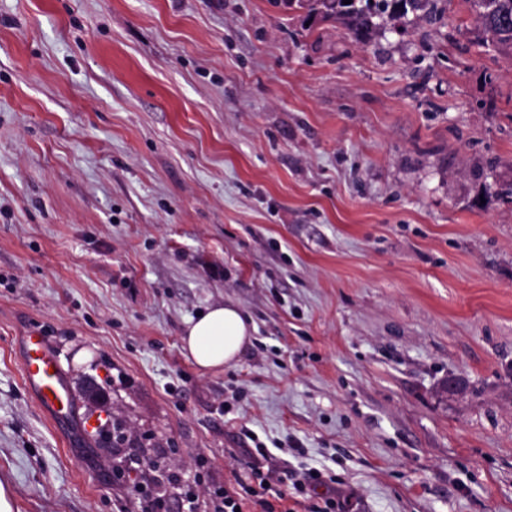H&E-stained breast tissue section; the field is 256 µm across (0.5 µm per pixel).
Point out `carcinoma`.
<instances>
[{
	"label": "carcinoma",
	"mask_w": 512,
	"mask_h": 512,
	"mask_svg": "<svg viewBox=\"0 0 512 512\" xmlns=\"http://www.w3.org/2000/svg\"><path fill=\"white\" fill-rule=\"evenodd\" d=\"M474 12L475 23L482 34L481 42L497 50L512 51V0H467ZM423 11L428 17L434 11L433 0H312L311 15L323 20H339L357 39L374 26V18L394 15L397 7Z\"/></svg>",
	"instance_id": "cac0c4a2"
}]
</instances>
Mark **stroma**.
<instances>
[{
	"label": "stroma",
	"mask_w": 512,
	"mask_h": 512,
	"mask_svg": "<svg viewBox=\"0 0 512 512\" xmlns=\"http://www.w3.org/2000/svg\"><path fill=\"white\" fill-rule=\"evenodd\" d=\"M438 8L359 43L286 0H0L17 512H128L157 466L232 482L246 428L277 470L336 478V512H512V56ZM224 303L255 331L204 373L180 337ZM32 330L69 423L23 382Z\"/></svg>",
	"instance_id": "obj_1"
}]
</instances>
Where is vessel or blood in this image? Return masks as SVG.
I'll return each mask as SVG.
<instances>
[{"label":"vessel or blood","instance_id":"obj_1","mask_svg":"<svg viewBox=\"0 0 512 512\" xmlns=\"http://www.w3.org/2000/svg\"><path fill=\"white\" fill-rule=\"evenodd\" d=\"M23 378L37 402L55 422L67 420L73 411L71 387L59 358L50 352L40 333L32 332L23 341Z\"/></svg>","mask_w":512,"mask_h":512}]
</instances>
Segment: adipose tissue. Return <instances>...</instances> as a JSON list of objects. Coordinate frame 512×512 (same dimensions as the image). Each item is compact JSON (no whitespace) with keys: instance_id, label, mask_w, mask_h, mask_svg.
Returning a JSON list of instances; mask_svg holds the SVG:
<instances>
[{"instance_id":"adipose-tissue-1","label":"adipose tissue","mask_w":512,"mask_h":512,"mask_svg":"<svg viewBox=\"0 0 512 512\" xmlns=\"http://www.w3.org/2000/svg\"><path fill=\"white\" fill-rule=\"evenodd\" d=\"M253 331L252 322L237 306H212L188 321L183 348L199 369L213 371L236 363Z\"/></svg>"}]
</instances>
